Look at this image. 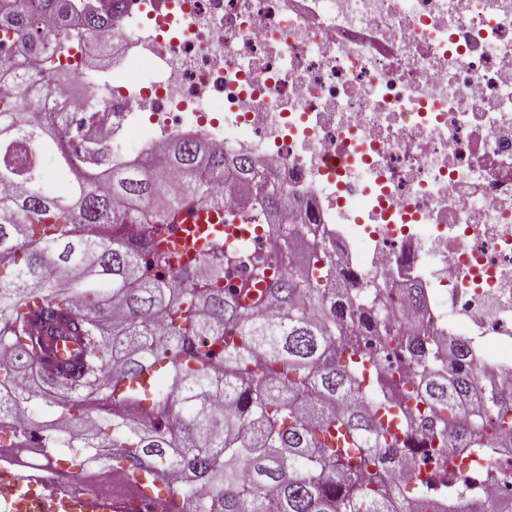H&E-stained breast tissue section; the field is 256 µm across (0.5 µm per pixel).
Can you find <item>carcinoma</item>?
Masks as SVG:
<instances>
[{
  "label": "carcinoma",
  "mask_w": 512,
  "mask_h": 512,
  "mask_svg": "<svg viewBox=\"0 0 512 512\" xmlns=\"http://www.w3.org/2000/svg\"><path fill=\"white\" fill-rule=\"evenodd\" d=\"M73 0H0V46L46 40L44 69L0 102V447L35 441L45 461L81 472L144 474L172 494L171 512H512L465 496L448 447L512 448V389L479 372L461 336L440 346L371 276L337 268L320 224H273L266 266L233 292L218 285L236 259L216 248L206 276L147 278L140 255L155 224L185 202L221 209L224 153L173 140L162 161L126 165L87 143L73 165L42 111L44 75L74 78L59 57L112 17ZM53 26L39 29L35 14ZM69 180L45 188L40 154ZM246 192L262 181L232 163ZM281 185L254 199L275 218ZM143 225L136 242L118 233ZM71 341L76 352L54 354ZM412 470L415 492L394 470Z\"/></svg>",
  "instance_id": "carcinoma-1"
}]
</instances>
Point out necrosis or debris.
Returning a JSON list of instances; mask_svg holds the SVG:
<instances>
[{"label":"necrosis or debris","instance_id":"1","mask_svg":"<svg viewBox=\"0 0 512 512\" xmlns=\"http://www.w3.org/2000/svg\"><path fill=\"white\" fill-rule=\"evenodd\" d=\"M115 35L111 70L70 60L106 104L83 128L130 164L197 136L252 158L298 200L285 217L323 225L344 268L424 288L420 320L467 337L512 384V0H95ZM180 224L157 278L203 249ZM240 250L224 280L268 258L253 227L215 230ZM26 490L129 500L120 472L73 483L30 463Z\"/></svg>","mask_w":512,"mask_h":512}]
</instances>
